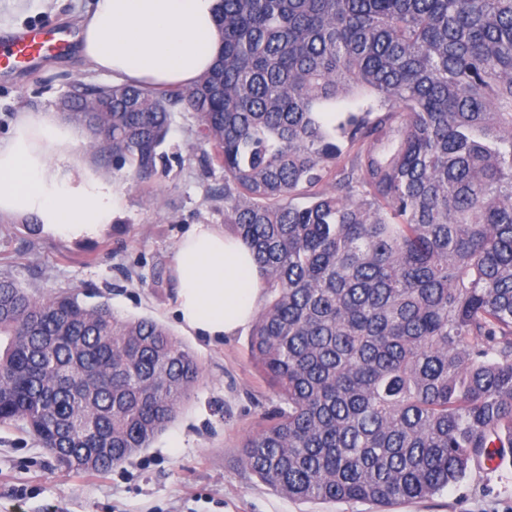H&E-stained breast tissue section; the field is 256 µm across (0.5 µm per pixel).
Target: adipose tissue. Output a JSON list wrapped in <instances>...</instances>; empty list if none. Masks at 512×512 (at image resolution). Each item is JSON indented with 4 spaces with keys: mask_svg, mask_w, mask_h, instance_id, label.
Wrapping results in <instances>:
<instances>
[{
    "mask_svg": "<svg viewBox=\"0 0 512 512\" xmlns=\"http://www.w3.org/2000/svg\"><path fill=\"white\" fill-rule=\"evenodd\" d=\"M219 0H93L81 23V51L113 84L191 86L216 61ZM71 133L23 113L0 138V216L34 215L64 237L95 234L121 198L111 184L72 167ZM174 313L187 333L219 340L246 329L262 303L249 247L211 224H196L173 260Z\"/></svg>",
    "mask_w": 512,
    "mask_h": 512,
    "instance_id": "ef3b65f1",
    "label": "adipose tissue"
}]
</instances>
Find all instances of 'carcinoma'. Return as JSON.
<instances>
[{"label":"carcinoma","mask_w":512,"mask_h":512,"mask_svg":"<svg viewBox=\"0 0 512 512\" xmlns=\"http://www.w3.org/2000/svg\"><path fill=\"white\" fill-rule=\"evenodd\" d=\"M218 26L193 87L77 83L67 118L146 179L191 112L224 169V225L262 273L250 354L278 398L244 468L387 508L511 456L512 0H220ZM201 377L152 319L0 277V424L72 471L149 447Z\"/></svg>","instance_id":"cac0c4a2"}]
</instances>
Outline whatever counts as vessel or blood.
Masks as SVG:
<instances>
[{
    "label": "vessel or blood",
    "instance_id": "vessel-or-blood-1",
    "mask_svg": "<svg viewBox=\"0 0 512 512\" xmlns=\"http://www.w3.org/2000/svg\"><path fill=\"white\" fill-rule=\"evenodd\" d=\"M75 42L65 27L32 28L0 34V74H12L37 58L67 51Z\"/></svg>",
    "mask_w": 512,
    "mask_h": 512
}]
</instances>
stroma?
I'll list each match as a JSON object with an SVG mask.
<instances>
[{
    "instance_id": "stroma-1",
    "label": "stroma",
    "mask_w": 512,
    "mask_h": 512,
    "mask_svg": "<svg viewBox=\"0 0 512 512\" xmlns=\"http://www.w3.org/2000/svg\"><path fill=\"white\" fill-rule=\"evenodd\" d=\"M89 0H0V33L51 23L78 28ZM107 86L80 45L0 80V137L20 113L54 112L74 82ZM188 113L172 117L155 176L131 179L92 147L81 126L75 167L111 181L122 193L112 223L92 236L67 238L31 217L0 216V276L35 297L77 293L91 305L108 302L123 317H148L168 328L203 365V377L149 448L102 473H77L20 425H0V512H380L360 502H301L285 497L240 463L239 445L277 402L260 377L243 330L221 341L185 333L173 312L172 259L196 224H223L221 168H206L207 145L195 140ZM394 512H512V460L474 467L441 494L395 506Z\"/></svg>"
}]
</instances>
